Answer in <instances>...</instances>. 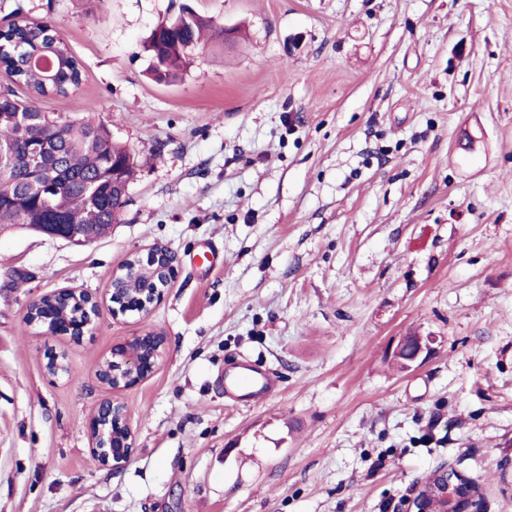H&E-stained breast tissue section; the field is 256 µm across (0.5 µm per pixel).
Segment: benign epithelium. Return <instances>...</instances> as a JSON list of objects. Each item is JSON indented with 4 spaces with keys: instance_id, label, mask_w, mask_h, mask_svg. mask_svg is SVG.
Wrapping results in <instances>:
<instances>
[{
    "instance_id": "7a95c632",
    "label": "benign epithelium",
    "mask_w": 512,
    "mask_h": 512,
    "mask_svg": "<svg viewBox=\"0 0 512 512\" xmlns=\"http://www.w3.org/2000/svg\"><path fill=\"white\" fill-rule=\"evenodd\" d=\"M36 229L51 238L78 245L87 243L83 231L70 224H38ZM177 270V255L165 246L154 245L144 256L133 255L112 271V288L109 289L112 311L117 314H149L163 299L165 289ZM70 293H79L89 298V303L84 305V316L73 322L60 324L53 307L43 297L29 306V314L41 312L35 323L40 326L42 333L53 335L65 331L78 339L96 322L102 305L101 299L73 288L60 291L64 296ZM428 351L429 342L415 337L401 340L393 354L403 368L408 369ZM164 354L163 337L154 331H145L113 345L109 356L104 358V361L112 363V370L107 378L99 375L97 379L101 384L119 391L147 378ZM90 440L91 452L101 466L119 469L130 460L134 432L124 403L112 398L99 404L90 423ZM399 512H485V508L479 489L466 482V477L459 472L441 467L425 482L415 486L402 500Z\"/></svg>"
}]
</instances>
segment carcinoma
<instances>
[{"label": "carcinoma", "instance_id": "carcinoma-1", "mask_svg": "<svg viewBox=\"0 0 512 512\" xmlns=\"http://www.w3.org/2000/svg\"><path fill=\"white\" fill-rule=\"evenodd\" d=\"M207 21L182 13L151 33L149 51L153 71L160 77L177 75L188 48L195 45ZM40 22H14L3 29L0 63L15 71L13 82L26 86L25 100L10 86L0 88V225L76 224L88 241L121 221L127 189L133 177L128 151L112 142L105 125L85 119L50 118L35 98L65 95L82 76L81 64L63 39ZM58 41L65 68L42 81L16 60ZM52 143L46 168L32 167L28 152L41 138ZM77 299L59 300L57 317L71 320L81 314Z\"/></svg>", "mask_w": 512, "mask_h": 512}]
</instances>
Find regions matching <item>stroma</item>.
<instances>
[{
    "label": "stroma",
    "mask_w": 512,
    "mask_h": 512,
    "mask_svg": "<svg viewBox=\"0 0 512 512\" xmlns=\"http://www.w3.org/2000/svg\"><path fill=\"white\" fill-rule=\"evenodd\" d=\"M185 10L235 38L156 80L146 41ZM16 20L83 65L38 106L105 124L134 176L89 244L0 230V512H397L443 464L512 512V0H0ZM154 245L180 265L148 316L27 323ZM146 330L154 372L101 386ZM413 334L431 354L403 370ZM243 359L261 401L224 389ZM110 397L135 434L116 471L89 440ZM70 293H80L81 295L88 297L89 303L84 305L85 314L83 317H78L73 322H66L65 324L61 325L55 316L53 307L48 305L44 301L45 298L50 295L62 294L63 296H67ZM101 305V299H99L97 296L93 294H90L83 290L65 288L57 293L44 295L38 300L34 301L27 310L26 319L29 320V314L35 315L36 311L40 310L41 315L37 319L32 321L30 325L37 323L42 329V333L46 335H53L56 333H60L62 330H64L66 334L70 333L71 335H73L74 338L79 339L80 337H82L85 329H89L98 319Z\"/></svg>",
    "instance_id": "1"
}]
</instances>
